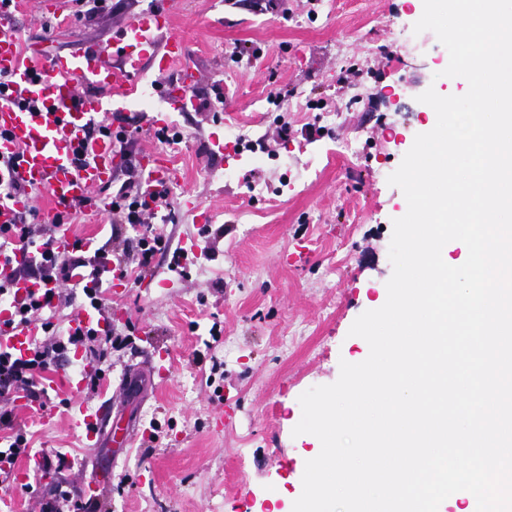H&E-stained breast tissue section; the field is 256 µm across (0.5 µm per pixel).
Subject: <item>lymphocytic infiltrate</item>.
<instances>
[{"mask_svg":"<svg viewBox=\"0 0 512 512\" xmlns=\"http://www.w3.org/2000/svg\"><path fill=\"white\" fill-rule=\"evenodd\" d=\"M140 181L129 174L112 198L108 214L111 236L101 246L87 245L75 239L71 250L58 252L53 246L51 225L40 223L37 209H29L17 223L0 225V248L6 252L37 251L34 263L16 270L20 279L43 284L41 292L23 301L11 322L12 327H35L36 335L28 356L13 354L0 345V431L5 432L6 447L0 448V460L16 463L31 455L26 432L17 428L12 405L16 400L41 403L46 373L70 364L80 357L89 370L86 389L98 392L100 383L112 367V351L125 339L112 324V307L105 296L103 277L112 270L144 277L152 270L154 256L169 247L167 239L148 229L156 209L167 206L169 189H162L152 201L141 200ZM143 227L136 239L126 237L129 227ZM89 306L94 320L86 326L62 325L57 314L73 306Z\"/></svg>","mask_w":512,"mask_h":512,"instance_id":"lymphocytic-infiltrate-1","label":"lymphocytic infiltrate"}]
</instances>
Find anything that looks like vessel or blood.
I'll return each mask as SVG.
<instances>
[{
	"label": "vessel or blood",
	"mask_w": 512,
	"mask_h": 512,
	"mask_svg": "<svg viewBox=\"0 0 512 512\" xmlns=\"http://www.w3.org/2000/svg\"><path fill=\"white\" fill-rule=\"evenodd\" d=\"M174 4L163 0L148 13L131 16L108 42L86 41L78 53L61 55L48 47H33L22 56L11 12L0 9V73L10 76L16 96L37 101L34 109L0 102V153L17 155L10 172L13 182L44 191L50 202L54 246L71 248L74 238L60 215L92 189L110 184L121 154L105 126L116 105L138 96L137 75L143 66L164 74L157 91L181 112H195L193 92L198 75L186 43L168 35ZM97 90V97L79 96V84ZM146 194L160 192L177 177L165 156L146 154ZM76 425L90 442L110 439L130 447L133 428H116L112 411L80 408ZM112 480V472L92 467L82 486L90 498Z\"/></svg>",
	"instance_id": "1"
}]
</instances>
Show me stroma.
I'll return each mask as SVG.
<instances>
[{
  "label": "stroma",
  "mask_w": 512,
  "mask_h": 512,
  "mask_svg": "<svg viewBox=\"0 0 512 512\" xmlns=\"http://www.w3.org/2000/svg\"><path fill=\"white\" fill-rule=\"evenodd\" d=\"M179 2L172 32L187 42L210 108L161 105L169 132L184 134L179 142L145 136L152 114L139 104L112 118L125 134L113 188L148 153L182 173L153 220L169 248L153 275L111 297L112 322L128 342L113 352L99 394H72L56 371L46 408L16 418L36 449L74 460L68 479L79 480L91 460L111 467L114 486L102 489L97 512H293L305 463L321 450L315 436L292 434L299 397L334 383L341 361L369 353L349 330L387 299L393 221L408 209L388 177L436 124L417 97L431 87L446 93L439 74L449 53L433 32L413 31L423 0H287L282 9L271 0ZM157 3L110 0L89 21L17 0L20 49L45 42L76 52ZM229 126L241 138L227 137ZM217 140L223 152H214ZM346 140L353 152H340ZM206 226L224 233L203 240ZM149 353L165 368L160 385L145 378L119 394ZM213 359L222 373H211ZM69 397L93 408L111 401L144 439L116 451L89 446L62 404Z\"/></svg>",
  "instance_id": "stroma-1"
}]
</instances>
